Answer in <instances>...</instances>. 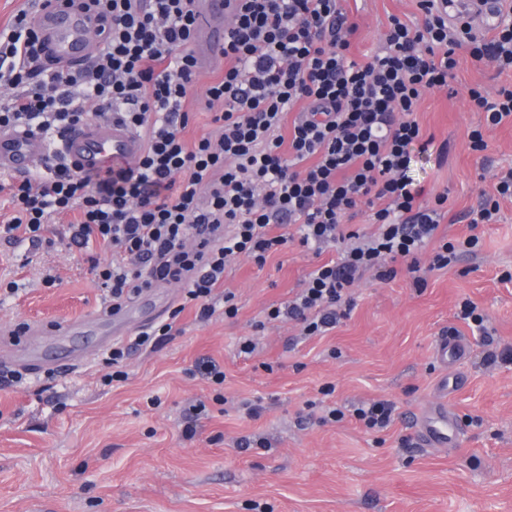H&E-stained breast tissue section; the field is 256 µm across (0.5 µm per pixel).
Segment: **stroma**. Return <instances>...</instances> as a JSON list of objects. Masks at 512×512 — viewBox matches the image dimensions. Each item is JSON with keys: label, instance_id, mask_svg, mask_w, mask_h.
Returning <instances> with one entry per match:
<instances>
[{"label": "stroma", "instance_id": "35a3bbf8", "mask_svg": "<svg viewBox=\"0 0 512 512\" xmlns=\"http://www.w3.org/2000/svg\"><path fill=\"white\" fill-rule=\"evenodd\" d=\"M358 29L351 58L364 62L380 45L395 15L420 19L418 0H342ZM458 66L448 88L426 91L416 114L429 150L418 154L409 175L424 187L423 202L447 194L442 233L468 234L467 211L491 190L499 168L512 166V125L486 130L488 148L469 150L467 132L482 114L469 97L491 94L512 74L495 63L474 61L469 44L456 50ZM70 215L54 216L45 244L0 237V328L39 325L40 354L20 382L0 385V512H512V363L487 368L468 327L454 316L468 298L483 307L501 344L512 345V201L500 220L480 228L482 250L454 267L428 274L425 288L405 276L382 283L364 274L356 307L328 336L300 340L294 324L255 332L271 304L291 297L314 263L291 247L264 266L237 262L224 278L239 306L236 318L215 313L199 321L181 314L177 333L157 346L134 351L127 378L105 383L103 350L75 366L55 356L61 346L87 344L63 335L73 322H94L97 334L104 294L90 264L67 245ZM54 284H45L46 275ZM178 303L176 288L142 295L125 332L166 319ZM467 344L465 357L438 366L434 350L449 329ZM256 335L252 358L238 357L239 337ZM338 358H331L330 350ZM211 358L224 367L225 411L200 419L185 437L189 405L213 397L195 374ZM272 364L266 372L264 364ZM333 384V401L390 400L400 417L391 429L368 433L354 420L298 424L307 402L321 400ZM262 398L265 410L251 419L238 412L243 398ZM447 401L460 431L447 448L403 447L416 438L426 409ZM256 433L271 451L239 452L235 440Z\"/></svg>", "mask_w": 512, "mask_h": 512}]
</instances>
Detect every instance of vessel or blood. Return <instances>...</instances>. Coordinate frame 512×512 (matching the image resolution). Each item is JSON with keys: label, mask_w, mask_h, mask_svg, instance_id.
I'll use <instances>...</instances> for the list:
<instances>
[{"label": "vessel or blood", "mask_w": 512, "mask_h": 512, "mask_svg": "<svg viewBox=\"0 0 512 512\" xmlns=\"http://www.w3.org/2000/svg\"><path fill=\"white\" fill-rule=\"evenodd\" d=\"M440 10L449 20L466 17L483 30L492 29L504 9L502 0H438ZM238 0H193L196 36L191 50L201 70H208L223 60L227 40ZM35 27L45 42L46 54L53 66L79 69L88 65L98 50L94 37L99 27L98 15L84 7L81 0H53L33 18ZM145 141L125 124L87 122L62 136L58 152L75 170L96 172L109 163H131L144 152ZM48 152L46 141L39 135L20 130L0 129V173L32 174L36 163ZM465 343L456 337L442 340L435 359L440 365L460 359ZM457 437L454 418L446 403L432 404L418 429L420 444L439 448Z\"/></svg>", "instance_id": "obj_1"}]
</instances>
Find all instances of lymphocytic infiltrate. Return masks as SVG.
<instances>
[{"label":"lymphocytic infiltrate","mask_w":512,"mask_h":512,"mask_svg":"<svg viewBox=\"0 0 512 512\" xmlns=\"http://www.w3.org/2000/svg\"><path fill=\"white\" fill-rule=\"evenodd\" d=\"M91 2L99 49L78 70L44 62L32 10L0 29V129L60 136L115 118L145 135L146 150L135 166L93 174L48 153L38 178L0 184L12 206L0 235L38 242L53 215L69 213V248L112 252L111 263L91 265L109 308L163 283L180 288L168 322L113 343L109 381L125 380L132 350L171 336L184 307L202 321L219 309L235 318V293L215 292L240 258L261 266L293 245L311 251L317 262L301 288L256 328L292 321L302 336H322L349 318L365 273L382 282L402 274L424 287L428 271L477 256L479 226L497 223L501 200L512 199L511 166L469 212V234L451 238L440 232L447 195L421 203L409 175L414 152L430 146L415 118L419 101L447 86L456 47L470 43L474 60L512 72V6L492 33L477 36L466 20L449 24L437 0H418L421 21L389 16L381 48L358 63L348 56L357 26L340 0H239L224 67L205 90L207 105L223 108L211 117L213 132L190 143L184 103L200 75L191 0ZM470 94L484 114L468 133L480 152L487 128L512 122V83ZM362 207L372 232L351 223ZM329 249L336 258L322 260ZM456 317L478 333L482 365L512 363V346L496 341L483 309L466 300ZM347 417L382 432L399 413L395 402L374 400L324 406L318 421Z\"/></svg>","instance_id":"lymphocytic-infiltrate-1"}]
</instances>
